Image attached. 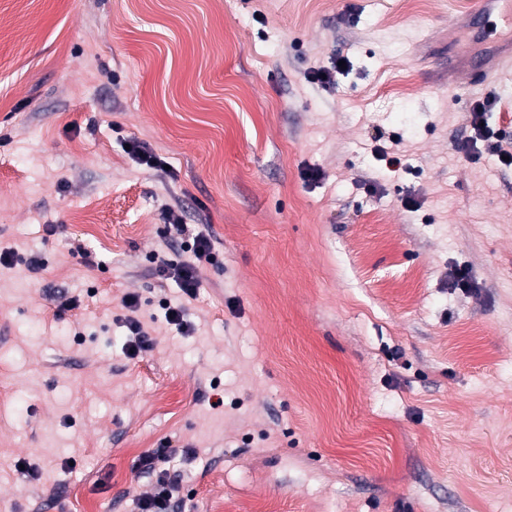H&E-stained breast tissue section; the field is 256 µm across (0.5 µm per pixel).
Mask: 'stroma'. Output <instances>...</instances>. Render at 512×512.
<instances>
[{"mask_svg": "<svg viewBox=\"0 0 512 512\" xmlns=\"http://www.w3.org/2000/svg\"><path fill=\"white\" fill-rule=\"evenodd\" d=\"M476 2L0 0V512H138L147 452L178 512H512V169L456 150L512 75L448 80ZM158 275L173 279L182 293L190 298L195 297L201 288L197 265L192 262H183L176 266L165 264L159 267ZM126 323L132 336L127 347V353L130 358L134 359L149 348L150 338L144 330L141 321L136 316H129L126 319Z\"/></svg>", "mask_w": 512, "mask_h": 512, "instance_id": "obj_1", "label": "stroma"}]
</instances>
